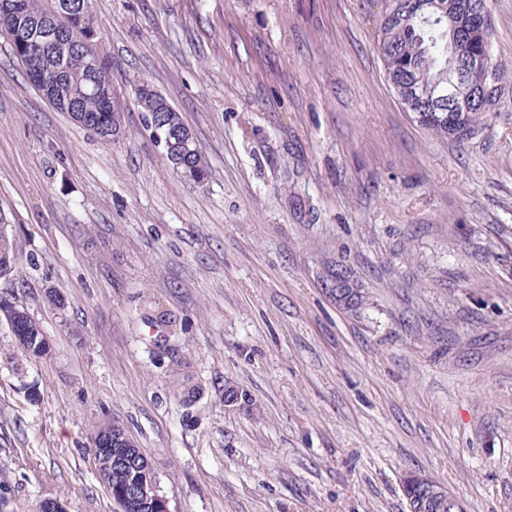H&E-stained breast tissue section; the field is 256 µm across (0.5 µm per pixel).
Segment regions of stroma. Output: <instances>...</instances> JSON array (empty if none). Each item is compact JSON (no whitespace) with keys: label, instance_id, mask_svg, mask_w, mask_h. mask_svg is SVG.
I'll use <instances>...</instances> for the list:
<instances>
[{"label":"stroma","instance_id":"35a3bbf8","mask_svg":"<svg viewBox=\"0 0 512 512\" xmlns=\"http://www.w3.org/2000/svg\"><path fill=\"white\" fill-rule=\"evenodd\" d=\"M488 9L504 76L462 142L399 104L379 0H91L121 112L108 142L0 37V224L50 345L30 356L0 324L15 512H115L105 416L170 512H407L410 470L466 512H512V0ZM143 81L199 141L203 184L146 129ZM340 267L358 310L325 286ZM228 386L252 407H225Z\"/></svg>","mask_w":512,"mask_h":512}]
</instances>
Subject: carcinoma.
I'll return each mask as SVG.
<instances>
[{"instance_id": "1", "label": "carcinoma", "mask_w": 512, "mask_h": 512, "mask_svg": "<svg viewBox=\"0 0 512 512\" xmlns=\"http://www.w3.org/2000/svg\"><path fill=\"white\" fill-rule=\"evenodd\" d=\"M61 0H27L25 21L44 23L48 18L64 27L71 24L68 16L59 9ZM431 0H389L390 8L401 15L415 11L420 19L410 21L388 20L379 24L377 50L391 86H400L407 81L420 85L441 81L448 76V24L446 20L433 17L422 20L431 7ZM76 40L72 52L63 62H58L53 53L45 51L34 55L26 48L12 46V51L23 67L25 79L33 80L40 74L46 85L51 87L55 98L54 108L62 110L61 104L71 103L77 111L70 113L73 121L94 132L103 139H109L119 125L120 113L111 105L112 59L92 45L86 47ZM137 103L144 112L147 129L154 139L168 141L166 155L179 157L173 165L176 174L185 182L200 184L208 178V167L203 152L195 137H190L188 146L177 143L173 129H187L182 116L162 96L154 93L152 87L140 83L135 91ZM416 122L425 130L439 137L448 136V121L438 112H419ZM0 278L17 279L16 255L12 229L0 228ZM8 313L0 312V322L5 323L12 336L22 330L28 336L23 349L34 357L48 355V344L39 321L31 316L13 293ZM109 489L112 500L128 496L142 483L158 482L156 473L128 459L113 462L100 476Z\"/></svg>"}]
</instances>
